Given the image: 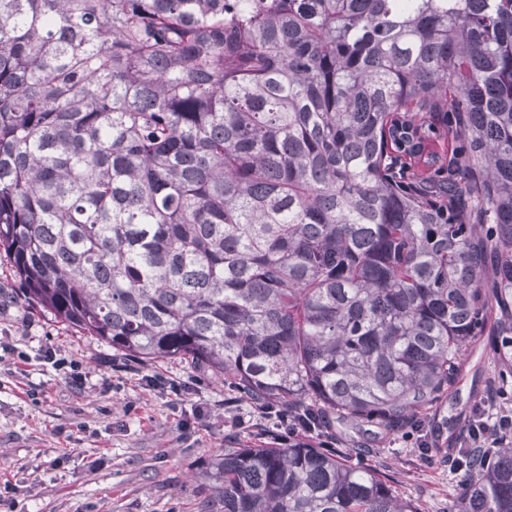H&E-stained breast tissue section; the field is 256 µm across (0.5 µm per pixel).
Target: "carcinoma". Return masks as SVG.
I'll list each match as a JSON object with an SVG mask.
<instances>
[{
	"label": "carcinoma",
	"instance_id": "cac0c4a2",
	"mask_svg": "<svg viewBox=\"0 0 512 512\" xmlns=\"http://www.w3.org/2000/svg\"><path fill=\"white\" fill-rule=\"evenodd\" d=\"M0 249L126 356L410 427L486 331L512 368V0H0ZM457 469L449 512H512V443ZM206 478L224 512H419L301 439Z\"/></svg>",
	"mask_w": 512,
	"mask_h": 512
}]
</instances>
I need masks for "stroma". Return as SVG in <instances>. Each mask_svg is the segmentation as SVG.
Wrapping results in <instances>:
<instances>
[{
	"label": "stroma",
	"instance_id": "35a3bbf8",
	"mask_svg": "<svg viewBox=\"0 0 512 512\" xmlns=\"http://www.w3.org/2000/svg\"><path fill=\"white\" fill-rule=\"evenodd\" d=\"M0 512H224L204 471L215 449L269 446L256 413L223 384L176 360L143 363L85 336L23 296L0 252ZM76 363L66 370L44 348ZM163 381L160 389L146 378ZM512 393L488 344L477 339L448 395L424 418L426 449L366 424L336 422L343 457L373 467L420 512H449L459 493L447 458L475 406ZM244 418L246 428L233 426Z\"/></svg>",
	"mask_w": 512,
	"mask_h": 512
}]
</instances>
